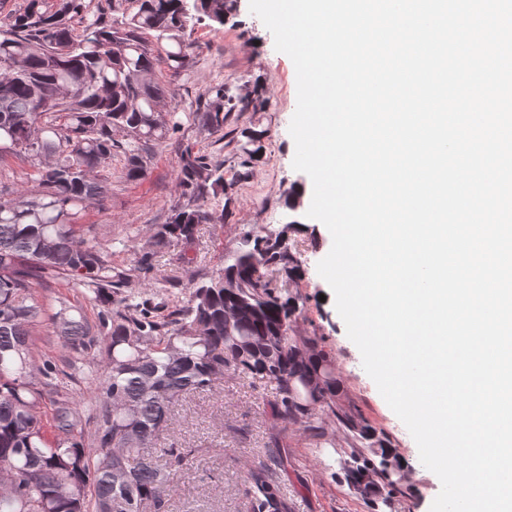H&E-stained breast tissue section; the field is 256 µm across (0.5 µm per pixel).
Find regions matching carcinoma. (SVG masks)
Here are the masks:
<instances>
[{
    "label": "carcinoma",
    "instance_id": "carcinoma-1",
    "mask_svg": "<svg viewBox=\"0 0 512 512\" xmlns=\"http://www.w3.org/2000/svg\"><path fill=\"white\" fill-rule=\"evenodd\" d=\"M112 21L86 0H24L0 27V157L34 161L37 188L0 204V471L13 482L0 489V512H163L171 486L189 453L153 441L182 396L210 390L234 366L253 380L275 384L271 417L304 427L316 441L324 420L347 430L346 482L374 504L391 506L400 476L376 464L392 455L386 440L354 414L340 392L333 358L314 336L296 330V305L288 289L272 285L301 275L300 256L282 233L262 228L243 235L224 256V267L191 284L186 301L164 314L148 300L121 292L147 279L153 253L127 271L78 234L88 204L105 197L98 169L124 158L125 176L144 175L145 147L182 128L166 107L154 78L155 55L144 35L166 45L164 63L179 73L189 65L185 35L206 17L226 24L237 0H131ZM85 19L81 33L72 18ZM262 92L241 96L228 84L205 92L204 125L224 128L231 113L260 111ZM125 133V141L114 132ZM246 166L261 156L262 134L239 131ZM180 184L184 202L154 227L151 246L190 251L198 225L213 219L209 197L226 192L224 174L205 156L185 150ZM71 279L102 307L98 323L60 298L38 302L32 284ZM236 283L224 287V281ZM49 322L68 350L58 362L34 349V329ZM95 383V401L69 397L77 378ZM54 406L52 424L39 416ZM248 512H291L265 470L249 476Z\"/></svg>",
    "mask_w": 512,
    "mask_h": 512
}]
</instances>
